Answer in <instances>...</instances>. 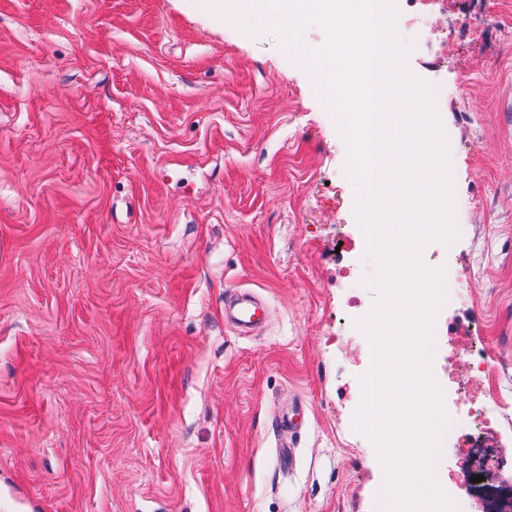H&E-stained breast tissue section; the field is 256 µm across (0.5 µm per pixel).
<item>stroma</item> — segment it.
<instances>
[{"instance_id":"obj_1","label":"stroma","mask_w":512,"mask_h":512,"mask_svg":"<svg viewBox=\"0 0 512 512\" xmlns=\"http://www.w3.org/2000/svg\"><path fill=\"white\" fill-rule=\"evenodd\" d=\"M400 21L441 92L448 325L512 450V0ZM347 148L281 33L196 0H0V512H374ZM247 291L269 308L243 335ZM301 411V424L280 418Z\"/></svg>"}]
</instances>
